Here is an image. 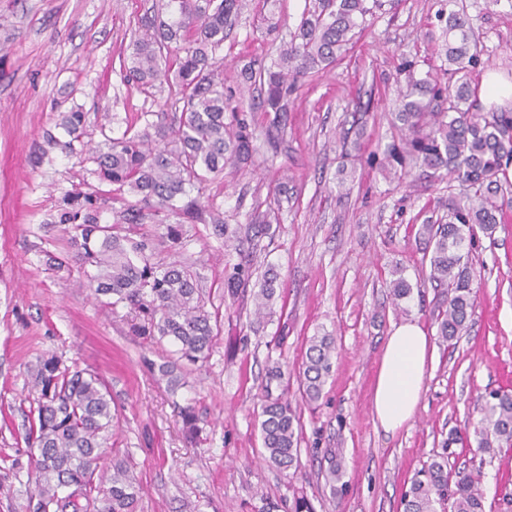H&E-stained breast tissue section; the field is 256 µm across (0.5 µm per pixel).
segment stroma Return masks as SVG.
Returning a JSON list of instances; mask_svg holds the SVG:
<instances>
[{
	"label": "stroma",
	"instance_id": "obj_1",
	"mask_svg": "<svg viewBox=\"0 0 512 512\" xmlns=\"http://www.w3.org/2000/svg\"><path fill=\"white\" fill-rule=\"evenodd\" d=\"M153 2L0 0V512H32L23 434L32 370L48 353L108 383L117 414L111 444L134 462L140 512H259L265 497L288 508L300 495L315 512H402L415 473L442 455L449 472L480 471L487 512H504L496 490L512 491V448L490 456L442 443L450 432H473L488 391L512 389V207L471 255L480 286L469 330L451 346L436 337L432 312L441 296L425 281L417 234L426 217L447 214L448 184L415 174L391 181L379 167L403 63L420 75L440 76L447 66L436 19L442 0H373L342 60L300 83L284 134L254 113L253 164L227 165L209 185L208 203L231 225L269 209L279 221L239 251L211 225H185L178 257L202 261V287L223 330L174 393L149 364L175 359V345L132 335L125 310L98 302L77 270L49 264L66 247L51 221L57 201L79 184L100 186L64 149L61 113H108L118 137L137 113L162 109L166 89L141 91L121 68ZM314 2L245 10L224 43L225 90H236L250 60L272 63ZM463 4L476 18L485 72L512 82V0L484 17L483 0ZM360 104L367 108L360 148L345 157L340 136ZM50 134L58 146L36 158ZM342 178L349 193L337 191ZM241 262L254 278L269 268L279 275L263 316H255L251 297L224 293L225 277ZM398 269L414 287L402 310L390 294ZM408 319L434 337L435 358L414 419L387 435L375 424L371 395L386 338ZM324 332L336 338V358L321 398L309 404L298 371L308 339ZM275 367L282 379H270ZM267 388L287 394L301 415V467L292 477L261 458ZM186 403L197 416L193 440L176 411ZM332 449L346 465L338 501L325 480Z\"/></svg>",
	"mask_w": 512,
	"mask_h": 512
}]
</instances>
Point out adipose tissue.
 I'll list each match as a JSON object with an SVG mask.
<instances>
[{
  "instance_id": "ef3b65f1",
  "label": "adipose tissue",
  "mask_w": 512,
  "mask_h": 512,
  "mask_svg": "<svg viewBox=\"0 0 512 512\" xmlns=\"http://www.w3.org/2000/svg\"><path fill=\"white\" fill-rule=\"evenodd\" d=\"M434 345L418 321L395 326L387 338L371 397L377 426L393 434L418 408Z\"/></svg>"
}]
</instances>
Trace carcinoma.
Listing matches in <instances>:
<instances>
[{"label": "carcinoma", "mask_w": 512, "mask_h": 512, "mask_svg": "<svg viewBox=\"0 0 512 512\" xmlns=\"http://www.w3.org/2000/svg\"><path fill=\"white\" fill-rule=\"evenodd\" d=\"M154 17L142 22L133 36L131 66L126 76L147 92L167 87L163 106L172 111L167 124L142 112L141 130L127 126L122 136L106 131L107 116L96 124L102 142L85 144L81 162L92 163L90 174L111 186L107 192H67L57 206L55 223L63 226L67 249L50 257L58 269L75 265L104 305H122L135 336L173 341L179 360L196 364L210 355L222 329L219 309H207L193 263L174 259L183 239V225L212 224L224 244L243 245L270 228L267 219L246 224L244 231L224 223L219 211L207 210L208 185L228 164H246L253 153L254 131L246 115L228 111L224 76L217 53L241 18L249 0H159ZM367 0H319V9L305 11L290 40L283 42L272 66L260 60L241 69L246 88L259 86L251 111L273 112L286 125L288 102L299 79L334 64L352 43L365 16ZM438 18L445 19L448 80L431 73L416 77L403 67L406 89L400 92L393 126L398 134L386 145L381 169L388 178L414 171L438 181H457L463 196L448 208V218L419 226L418 237L428 260V281L442 289L445 307L435 319L445 342L468 330L475 307L477 275L471 254L479 236L491 238L501 223L505 194L512 189V111H480L481 84L473 74L482 64V49L469 17L458 0H444ZM88 113L68 112L61 128L73 141L87 135ZM160 143L151 144L149 129ZM135 200L116 213L102 216L112 201ZM250 267L241 263L224 280L234 297L247 291ZM278 275L266 271L252 294L256 313L274 299ZM336 337L315 336L305 353L298 382L301 397L317 401L330 376ZM166 379L169 390L184 385L178 363H150ZM37 396L30 409L24 442L35 470L33 512H137L140 488L127 455L114 454L111 471L103 470L102 448L112 438V393L95 371L67 365L47 354L38 360ZM474 429L476 451L493 455L512 448V391L492 390ZM260 423L264 461L286 472L299 468L302 426L288 399L265 393ZM344 467L330 457L327 483L331 494L342 493ZM486 512L481 475L455 473L448 489V464L434 460L419 470L401 499L403 512Z\"/></svg>", "instance_id": "obj_1"}]
</instances>
